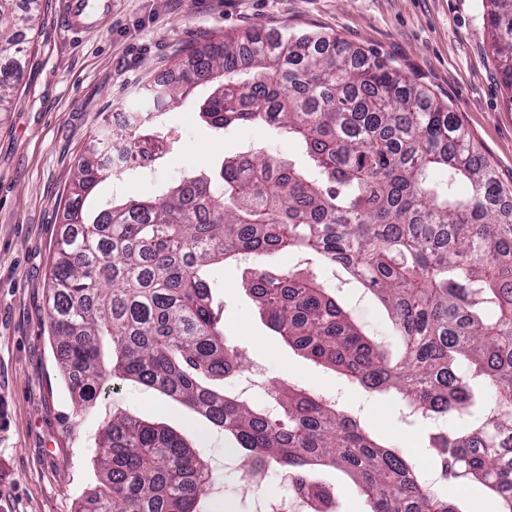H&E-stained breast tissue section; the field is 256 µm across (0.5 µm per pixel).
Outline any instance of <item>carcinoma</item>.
<instances>
[{
  "instance_id": "1",
  "label": "carcinoma",
  "mask_w": 512,
  "mask_h": 512,
  "mask_svg": "<svg viewBox=\"0 0 512 512\" xmlns=\"http://www.w3.org/2000/svg\"><path fill=\"white\" fill-rule=\"evenodd\" d=\"M486 25L512 105V0H489ZM41 0H0V112H9ZM217 76L206 102L219 130L264 123L299 142L306 164L246 152L217 180L191 177L90 218L85 202L112 143L153 144L140 126L108 130L78 159L66 228L50 263L47 314L68 385L95 401L112 377L190 407L234 445L244 467L291 470L309 512H334L307 467L340 468L366 512H459L415 465L336 404L272 389L279 411L208 385L241 369L213 307L208 267L271 250L313 252L390 309L392 356L308 275L253 272L259 309L289 347L371 390H394L422 416L468 414L469 430L430 437L443 477L487 488L512 512V194L456 113L386 62L318 32L253 27L186 48L170 82L146 87L174 106ZM466 183L468 191L459 190ZM93 512H202L215 482L195 449L161 423L114 416L99 432Z\"/></svg>"
}]
</instances>
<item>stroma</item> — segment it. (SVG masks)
<instances>
[{
  "label": "stroma",
  "instance_id": "35a3bbf8",
  "mask_svg": "<svg viewBox=\"0 0 512 512\" xmlns=\"http://www.w3.org/2000/svg\"><path fill=\"white\" fill-rule=\"evenodd\" d=\"M68 0H43L37 45L27 58L11 112L0 118V512H76L99 481L95 443L105 421L127 413L162 422L192 442L220 493L209 512H254L264 489L289 486L278 468L262 484L243 486L239 460L222 431L186 406L138 383L112 381L80 410L60 368L47 317L48 270L64 229L63 208L77 161L113 114L145 111L146 79L172 73L182 49L213 33L256 25L282 33L333 34L399 68L457 113L498 181L512 188V105L484 17L487 0H112L98 29L78 33L63 21ZM213 84L198 86L180 107L150 114L148 132L168 151L151 173L127 170L98 184L86 210L149 198L187 176L212 175L242 152L299 160L295 141L264 125L225 131L200 114ZM314 276L334 289L355 322L396 350L389 309L340 266L315 254L276 251L212 265L213 297L224 310V336L243 368L226 391L263 404L271 386L335 402L372 435L416 466L420 480L460 512H493L485 487L444 480L427 447L431 423L408 414L391 392L365 389L283 343L242 285L244 267ZM334 487L337 512H364L352 478L314 467Z\"/></svg>",
  "mask_w": 512,
  "mask_h": 512
}]
</instances>
